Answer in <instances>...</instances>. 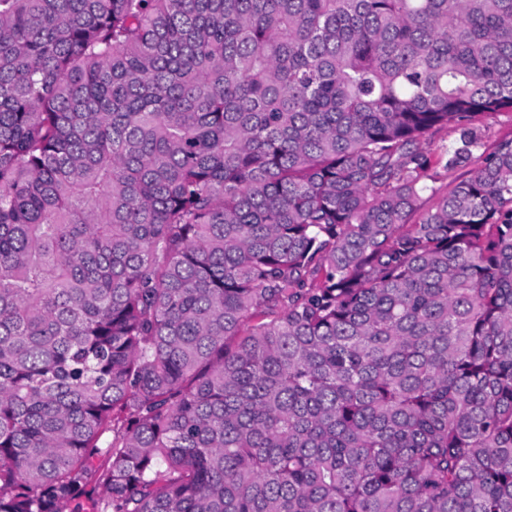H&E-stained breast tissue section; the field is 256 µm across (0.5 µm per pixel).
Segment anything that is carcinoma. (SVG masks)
<instances>
[{"label": "carcinoma", "instance_id": "cac0c4a2", "mask_svg": "<svg viewBox=\"0 0 512 512\" xmlns=\"http://www.w3.org/2000/svg\"><path fill=\"white\" fill-rule=\"evenodd\" d=\"M504 111L512 0H0V512H512ZM480 128L484 135V143L488 146L498 134L512 130V114L508 112L487 117L483 119Z\"/></svg>", "mask_w": 512, "mask_h": 512}]
</instances>
